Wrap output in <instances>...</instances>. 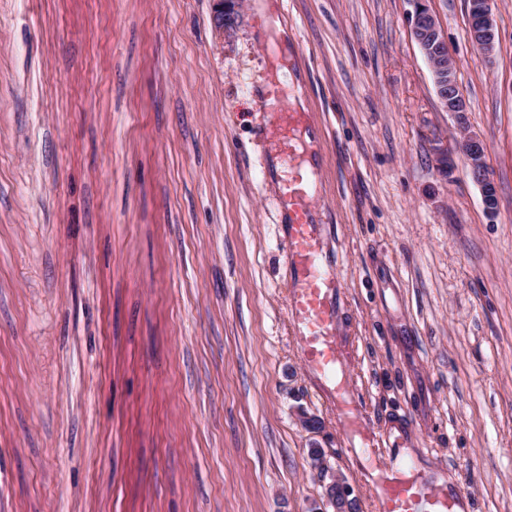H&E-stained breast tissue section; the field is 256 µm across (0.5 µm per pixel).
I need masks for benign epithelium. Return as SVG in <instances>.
Listing matches in <instances>:
<instances>
[{"label":"benign epithelium","mask_w":512,"mask_h":512,"mask_svg":"<svg viewBox=\"0 0 512 512\" xmlns=\"http://www.w3.org/2000/svg\"><path fill=\"white\" fill-rule=\"evenodd\" d=\"M411 34L430 65L441 107L447 112L467 111L466 101L457 90L456 62L448 50L443 29L425 0H414ZM469 34L472 43L481 51L488 55L494 51L498 31L493 0H470ZM455 149L466 158L469 174L481 188L486 209H494L497 203L496 190L488 174L483 139L474 132L466 131L456 143ZM314 469L330 474V491L325 494V501L334 512H344L349 505L355 503V500L349 498V491L342 481L335 474L329 473L326 458L322 457L315 462Z\"/></svg>","instance_id":"1"}]
</instances>
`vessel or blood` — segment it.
Masks as SVG:
<instances>
[{
	"instance_id": "vessel-or-blood-1",
	"label": "vessel or blood",
	"mask_w": 512,
	"mask_h": 512,
	"mask_svg": "<svg viewBox=\"0 0 512 512\" xmlns=\"http://www.w3.org/2000/svg\"><path fill=\"white\" fill-rule=\"evenodd\" d=\"M276 134L284 147L278 204L288 212V248L293 267L289 283V316L301 342L308 368L327 382H336L343 371L336 326L342 307V281L326 264L325 236L313 220L314 191L321 180L318 163L305 141L308 120L303 112L278 115ZM378 512H454L458 493L446 485L397 469L378 494Z\"/></svg>"
}]
</instances>
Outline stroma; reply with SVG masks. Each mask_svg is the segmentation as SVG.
Here are the masks:
<instances>
[{
  "instance_id": "1",
  "label": "stroma",
  "mask_w": 512,
  "mask_h": 512,
  "mask_svg": "<svg viewBox=\"0 0 512 512\" xmlns=\"http://www.w3.org/2000/svg\"><path fill=\"white\" fill-rule=\"evenodd\" d=\"M277 2L343 278L332 392L288 316L254 0L222 31L215 0H0V512H311L314 444L359 512L397 446L466 512H512V0L490 56L468 0H427L461 114L413 0ZM413 2L411 34L430 65L439 103L447 112H466V101L457 90L456 62L448 50L444 31L425 0ZM455 149L466 158L469 174L481 188L486 209L493 210L497 203V197L487 170L486 148L483 139L474 132L466 131L456 143Z\"/></svg>"
}]
</instances>
